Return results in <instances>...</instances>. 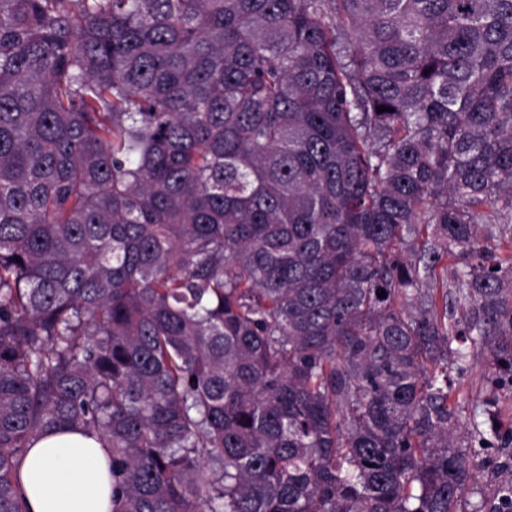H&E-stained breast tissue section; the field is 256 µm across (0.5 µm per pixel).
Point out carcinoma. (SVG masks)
<instances>
[{"mask_svg":"<svg viewBox=\"0 0 512 512\" xmlns=\"http://www.w3.org/2000/svg\"><path fill=\"white\" fill-rule=\"evenodd\" d=\"M499 203L512 0H0V512L62 429L112 512H462ZM498 224H503L499 213L497 210L488 209L486 224L481 226V245L496 258L512 257V232L501 234L498 231Z\"/></svg>","mask_w":512,"mask_h":512,"instance_id":"obj_1","label":"carcinoma"}]
</instances>
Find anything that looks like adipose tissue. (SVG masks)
<instances>
[{
  "label": "adipose tissue",
  "mask_w": 512,
  "mask_h": 512,
  "mask_svg": "<svg viewBox=\"0 0 512 512\" xmlns=\"http://www.w3.org/2000/svg\"><path fill=\"white\" fill-rule=\"evenodd\" d=\"M18 482L29 512L112 510V462L91 434L41 436L26 452Z\"/></svg>",
  "instance_id": "ef3b65f1"
}]
</instances>
